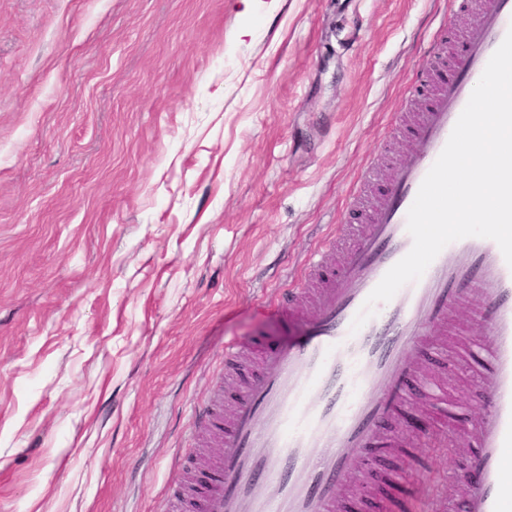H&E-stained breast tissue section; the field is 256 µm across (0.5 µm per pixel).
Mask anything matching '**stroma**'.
<instances>
[{"label": "stroma", "instance_id": "1", "mask_svg": "<svg viewBox=\"0 0 512 512\" xmlns=\"http://www.w3.org/2000/svg\"><path fill=\"white\" fill-rule=\"evenodd\" d=\"M438 0H0V512H166L219 454L194 407L261 369L224 344L304 330L267 308L352 222L439 24ZM414 352L448 391L385 422L356 512L463 492L482 413L465 344ZM419 421L407 430V422Z\"/></svg>", "mask_w": 512, "mask_h": 512}]
</instances>
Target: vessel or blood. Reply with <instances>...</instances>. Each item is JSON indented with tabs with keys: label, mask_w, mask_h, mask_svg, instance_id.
Here are the masks:
<instances>
[{
	"label": "vessel or blood",
	"mask_w": 512,
	"mask_h": 512,
	"mask_svg": "<svg viewBox=\"0 0 512 512\" xmlns=\"http://www.w3.org/2000/svg\"><path fill=\"white\" fill-rule=\"evenodd\" d=\"M468 14L461 32L440 25L415 77L418 112L402 114L398 133L413 142L393 174L368 172L370 202L363 227L340 224L311 252L302 276L318 286L314 299L292 283L272 307L305 320V335L285 347L245 340L224 345L225 362L258 356L264 372L236 390L229 404L202 411L222 452L194 500L196 512H347L336 495L366 455L392 441L382 423L406 400L410 353L440 335L448 310L472 294L482 300L479 340L489 368L480 379L483 414L474 422L476 450L459 512H512V267L496 242L468 237L448 244L417 281L376 304L359 331L351 324L385 273L411 249L407 213L446 145L491 56L512 29V0H448ZM354 245L337 267L323 260L338 237Z\"/></svg>",
	"instance_id": "b4317fda"
}]
</instances>
